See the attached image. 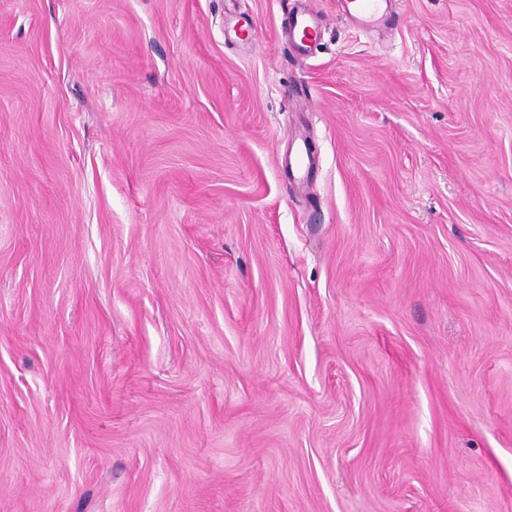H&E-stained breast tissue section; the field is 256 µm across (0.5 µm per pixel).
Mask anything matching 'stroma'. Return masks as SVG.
I'll list each match as a JSON object with an SVG mask.
<instances>
[{"mask_svg": "<svg viewBox=\"0 0 512 512\" xmlns=\"http://www.w3.org/2000/svg\"><path fill=\"white\" fill-rule=\"evenodd\" d=\"M0 512H512V0H0ZM318 28V23L311 14L302 13L295 16L293 19V32L300 38L301 44L298 45L299 48L304 49L308 46L304 44L305 41L310 42L317 38Z\"/></svg>", "mask_w": 512, "mask_h": 512, "instance_id": "1", "label": "stroma"}]
</instances>
